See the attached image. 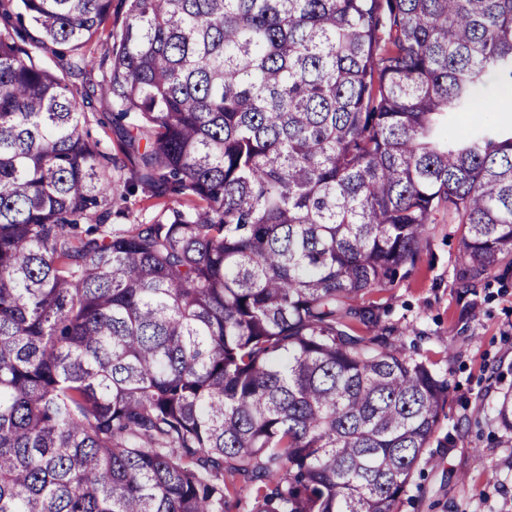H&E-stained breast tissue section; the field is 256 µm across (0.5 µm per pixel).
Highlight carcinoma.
Segmentation results:
<instances>
[{
  "label": "carcinoma",
  "instance_id": "cac0c4a2",
  "mask_svg": "<svg viewBox=\"0 0 512 512\" xmlns=\"http://www.w3.org/2000/svg\"><path fill=\"white\" fill-rule=\"evenodd\" d=\"M122 2L0 0V512H396L448 381L365 297L440 210L504 277L512 0ZM177 206L179 200L170 197L161 198H143L141 195L132 197L129 206L132 216L130 220L116 218L112 216V224H146L153 220L163 209L164 205Z\"/></svg>",
  "mask_w": 512,
  "mask_h": 512
}]
</instances>
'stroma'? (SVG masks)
<instances>
[{"label": "stroma", "instance_id": "35a3bbf8", "mask_svg": "<svg viewBox=\"0 0 512 512\" xmlns=\"http://www.w3.org/2000/svg\"><path fill=\"white\" fill-rule=\"evenodd\" d=\"M459 231L445 213L429 224L414 264L373 299L404 331L407 352L433 363L449 401L399 512H512V438L494 408L512 390V271L473 283L464 312L453 276Z\"/></svg>", "mask_w": 512, "mask_h": 512}]
</instances>
